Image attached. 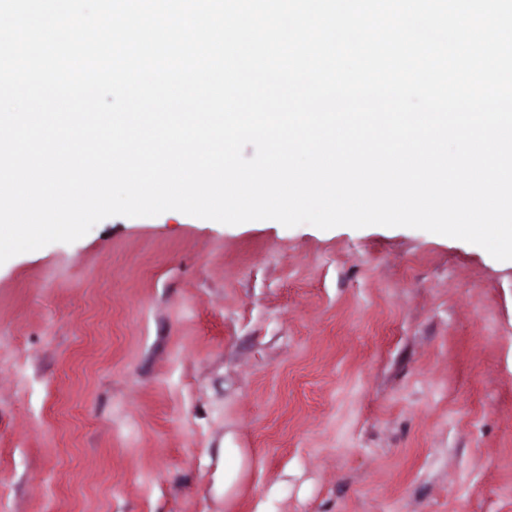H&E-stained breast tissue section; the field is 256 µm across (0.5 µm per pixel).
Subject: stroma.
<instances>
[{
  "instance_id": "1",
  "label": "stroma",
  "mask_w": 512,
  "mask_h": 512,
  "mask_svg": "<svg viewBox=\"0 0 512 512\" xmlns=\"http://www.w3.org/2000/svg\"><path fill=\"white\" fill-rule=\"evenodd\" d=\"M0 512H512V260L164 213L16 255Z\"/></svg>"
}]
</instances>
